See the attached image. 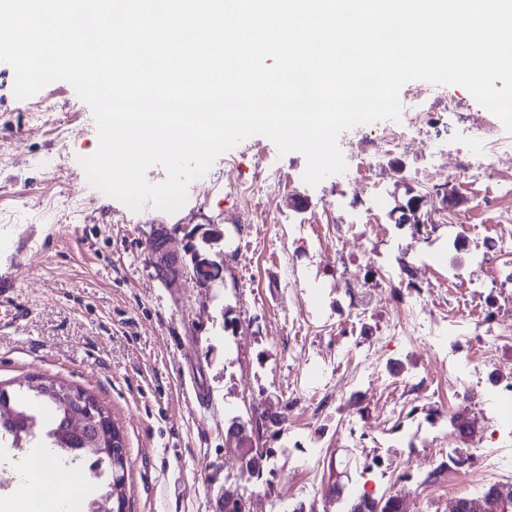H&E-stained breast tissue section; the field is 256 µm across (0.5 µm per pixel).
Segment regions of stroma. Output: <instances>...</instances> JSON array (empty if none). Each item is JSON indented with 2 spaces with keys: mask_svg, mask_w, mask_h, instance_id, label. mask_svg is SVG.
<instances>
[{
  "mask_svg": "<svg viewBox=\"0 0 512 512\" xmlns=\"http://www.w3.org/2000/svg\"><path fill=\"white\" fill-rule=\"evenodd\" d=\"M14 71L0 62V385L17 391L31 377L82 387L106 406L129 461L126 512H217L231 488L254 512H347L372 485L404 490L415 512H451L493 472L451 470L442 482L419 479L448 458L426 414L468 411L483 440L484 393L512 377V341L491 345L512 326V255L497 252L496 182L465 185L459 165L495 116L463 87L411 81L401 96L432 113L447 132L433 166L429 132L409 133L364 172L304 182L305 156L279 154L251 136L221 155L169 214L133 212L89 185L79 163L98 147L90 107L67 82L17 99ZM282 172L280 183L267 176ZM423 197L422 230L396 228L398 208ZM464 225L459 242L448 223ZM219 225L206 243L202 227ZM216 260L211 283L192 271L168 279L161 254ZM482 261L500 268L495 283L469 288L449 267ZM420 304L425 321L459 318L464 349L480 364V383L459 401L447 366L429 362L418 337L383 345L367 374L363 352L391 318ZM361 320H353L354 306ZM234 329L224 327L225 316ZM496 361L484 363L486 352ZM276 414L280 433L264 458L272 487L242 474L225 446L231 418ZM315 451L300 469L288 447ZM384 455V476L365 473ZM344 495L330 499L328 483Z\"/></svg>",
  "mask_w": 512,
  "mask_h": 512,
  "instance_id": "obj_1",
  "label": "stroma"
}]
</instances>
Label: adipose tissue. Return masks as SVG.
<instances>
[{
	"label": "adipose tissue",
	"instance_id": "ef3b65f1",
	"mask_svg": "<svg viewBox=\"0 0 512 512\" xmlns=\"http://www.w3.org/2000/svg\"><path fill=\"white\" fill-rule=\"evenodd\" d=\"M26 483L18 498L0 501V512H79L87 491L72 473L57 467L48 454L34 452L27 460ZM52 481L55 492L45 495V481Z\"/></svg>",
	"mask_w": 512,
	"mask_h": 512
}]
</instances>
